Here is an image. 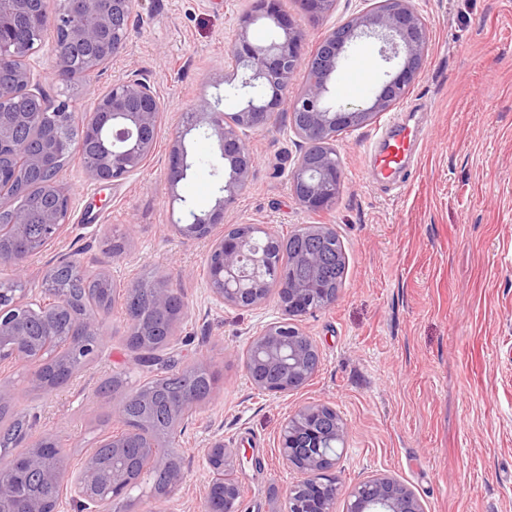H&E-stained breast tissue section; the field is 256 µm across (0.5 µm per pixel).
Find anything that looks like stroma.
<instances>
[{
	"label": "stroma",
	"instance_id": "stroma-1",
	"mask_svg": "<svg viewBox=\"0 0 512 512\" xmlns=\"http://www.w3.org/2000/svg\"><path fill=\"white\" fill-rule=\"evenodd\" d=\"M415 5L430 40L419 78L395 107L417 141L399 188L381 189L366 175V146L387 114L339 137L341 194L318 212L301 208L290 189L300 147L287 116L248 136L255 166L225 224H266L283 234L330 224L348 264L336 302L300 321L320 364L288 394L256 389L243 365L249 342L280 315L275 299L254 310L212 300L202 274L207 244L170 231L173 191L164 179L184 113L198 97L224 93L228 49L251 0H138L125 52L71 93L70 109L80 113L114 80L136 73L162 103L159 142L141 171L107 185L87 181L76 161L60 171L71 195L69 219L60 237L30 259L26 297L40 296L49 266L74 257L88 269L111 270L119 289L145 273L165 278L186 308L160 357L183 366L205 360L217 377L180 439L185 483L159 506L141 487L142 512H203V450L218 438L239 451V512H285L298 474L279 458L277 436L288 416L310 402L331 405L349 426L336 467V512L346 510V489L376 474L410 488L425 512H512V0ZM364 6L336 0L331 13L312 21L299 0H281L311 44ZM386 68L377 46H355L331 98H368ZM116 235L127 240L117 254L110 248ZM104 333L97 356L50 394L33 388L30 366L0 364L13 394L11 414L33 424L16 452L49 430L77 467L116 430V398L102 385L119 377L133 389L156 370L127 347L121 305L106 318Z\"/></svg>",
	"mask_w": 512,
	"mask_h": 512
}]
</instances>
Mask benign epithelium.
Masks as SVG:
<instances>
[{
  "mask_svg": "<svg viewBox=\"0 0 512 512\" xmlns=\"http://www.w3.org/2000/svg\"><path fill=\"white\" fill-rule=\"evenodd\" d=\"M300 2L313 20L335 4V0ZM133 10L134 0H0V211L11 209L10 223L0 225V263L8 261L17 273L26 270L29 259L55 240L66 223L70 194L53 172L61 154L80 160L93 151L96 159L85 167L86 175L94 183L107 184L139 170L156 148L163 108L152 87L136 74L116 80L95 99L91 111L76 113L69 111L68 99L42 92L41 76L27 64L38 52L43 32H62L73 53H55L50 75L65 91L74 89L124 52ZM260 18L274 26L266 43L249 38L250 26ZM372 39L380 43L382 60H395L397 67L384 73L368 100L333 101L330 85L349 49ZM428 47L429 32L414 0H373L327 31L311 53L304 31L280 9L279 0H252L251 9L238 19V33L229 47L233 68L223 79L235 91L234 111L225 112L208 98H198L191 120L171 140L165 168L172 201L183 203L182 216L171 228L186 239L210 241L205 267L214 300L250 309L264 304L270 293L263 278L277 248L274 232L264 224L255 225V231L265 235L261 247L230 228L213 234L252 175L254 157L246 133L263 130L277 114L289 113V129L302 146L289 173L291 192L308 211L327 209L343 178L337 136L367 125L402 100L420 74ZM302 73L307 78L293 88ZM5 88L36 99L41 110L57 115L59 122L50 130L36 124L33 113L14 110L13 94L3 93ZM200 129L218 141L224 168L220 196L210 209L197 211L186 206L177 187L190 168L185 138ZM25 175L43 180L46 204L34 216L4 201L6 188H22ZM301 238L325 242L338 235L330 224H304ZM323 259L321 249L310 243L288 253V284L277 289L285 317L267 324L253 338L244 359L250 382L264 392L299 390L317 371V345L299 321L336 300L338 290L327 288L322 279ZM177 298L178 290L164 282L152 289L154 306L168 315L179 312ZM37 305L45 315L72 311L69 294L57 288L43 289ZM30 308L32 302L24 295L0 289V361L31 365L32 383L53 392L59 385L44 379L45 364L34 359L33 352L58 332L50 323L32 329ZM105 317L99 308L83 311L64 346L95 356L105 341ZM195 403L191 394L171 405L172 428L188 421ZM113 414L122 429L102 441L112 448L109 469L92 452L80 471L71 473L63 448H57L52 458L46 454L47 442L53 439L48 432L20 455L2 451L0 435V512H60L65 497L84 512H114L118 497L123 498L125 512H140L131 489L151 472L166 474L164 491L151 490L153 499L161 501L179 489L186 479L182 449L144 424H131L123 405L114 407ZM348 433L347 423L325 403L303 405L288 416L279 432L278 455L301 475L286 493L288 512H336L335 470ZM205 455L212 473L205 496L218 487L224 512H234L238 486L224 473L232 469L237 452L217 439ZM346 512H424V508L407 486L375 475L347 492Z\"/></svg>",
  "mask_w": 512,
  "mask_h": 512,
  "instance_id": "benign-epithelium-1",
  "label": "benign epithelium"
}]
</instances>
